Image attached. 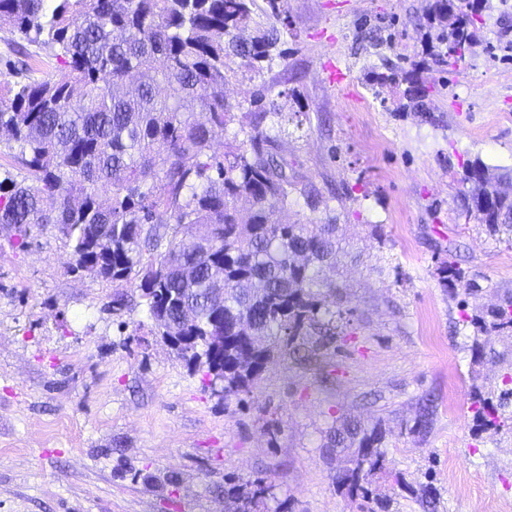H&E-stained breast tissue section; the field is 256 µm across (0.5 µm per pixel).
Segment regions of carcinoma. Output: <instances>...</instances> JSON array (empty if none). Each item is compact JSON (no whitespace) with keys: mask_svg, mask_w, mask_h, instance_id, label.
<instances>
[{"mask_svg":"<svg viewBox=\"0 0 512 512\" xmlns=\"http://www.w3.org/2000/svg\"><path fill=\"white\" fill-rule=\"evenodd\" d=\"M255 0H0V26L35 32L57 48L66 78L20 85L0 98V130L18 144L16 162L30 175L0 178V224L27 232L53 224L73 244L72 271L114 284L139 280L158 333L192 336L175 351L194 371L223 384L231 397L252 388L283 353L308 360L344 326L326 304L336 284L323 270L336 258L332 221L284 224L277 214L296 188L288 162L254 116L249 148L224 159L208 153L212 133L234 120L227 82L262 69L280 33L253 27ZM430 51L440 66L476 45L470 0H428ZM403 91L417 110L435 83L405 71L378 73L372 90ZM459 208L492 237L512 242V193L498 188L475 159L463 167ZM171 212L173 232L153 224ZM201 224L205 232L195 234ZM442 286L475 294L480 285L453 259L442 262ZM466 318L476 352L491 332L512 335V295ZM224 336L222 358L213 336ZM512 390L497 402L476 397L472 409L497 429L508 418ZM382 420L346 419L327 447L342 454L336 486L349 497L384 470ZM271 487L249 480L224 487L225 512H269Z\"/></svg>","mask_w":512,"mask_h":512,"instance_id":"cac0c4a2","label":"carcinoma"}]
</instances>
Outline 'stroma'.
I'll list each match as a JSON object with an SVG mask.
<instances>
[{"label":"stroma","mask_w":512,"mask_h":512,"mask_svg":"<svg viewBox=\"0 0 512 512\" xmlns=\"http://www.w3.org/2000/svg\"><path fill=\"white\" fill-rule=\"evenodd\" d=\"M426 0H285L280 57L230 81L236 115L210 154L244 139L249 95H288L263 128L296 176L280 218L335 220L340 251L326 275L346 316L314 362L281 356L250 392L225 397L158 335L137 281L72 271L56 227L0 225V512H224V485L272 486L289 512H512V424L479 426L475 392L512 382V337H484L476 356L463 313L512 293V244L459 216L462 167L481 159L512 190V0H480L471 54L438 67ZM0 28V90L64 77L50 48ZM347 73L330 81L327 61ZM434 92L418 112L375 97L385 63ZM318 192L310 207L307 195ZM481 286L440 283L449 255ZM427 429L416 430L422 400ZM382 421L386 472L368 497L336 489L332 426Z\"/></svg>","instance_id":"stroma-1"}]
</instances>
